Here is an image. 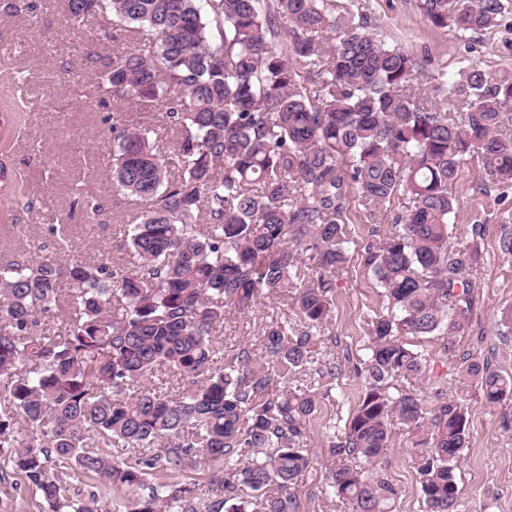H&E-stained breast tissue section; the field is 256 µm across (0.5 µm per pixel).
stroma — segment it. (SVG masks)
I'll return each instance as SVG.
<instances>
[{"label":"stroma","mask_w":512,"mask_h":512,"mask_svg":"<svg viewBox=\"0 0 512 512\" xmlns=\"http://www.w3.org/2000/svg\"><path fill=\"white\" fill-rule=\"evenodd\" d=\"M376 19L386 41L413 51L422 64L423 87L440 72L457 70L461 60L476 58L490 72L512 70V28L508 25L463 37L432 27L417 0H355ZM113 44L87 27L66 26L57 0H0V101L18 104L9 114L11 132L0 138V264L22 261L33 251L53 252L45 231L51 214L69 224L75 257L115 255L119 226L136 201L118 208L112 173V100L100 90ZM481 163L470 162L456 187L458 207L448 227L449 240L464 248L478 244L482 265L471 274L474 304L469 325L452 351L432 336H407L427 360V375L415 390L426 408L463 398L469 412V446L456 470L458 512H512V397L488 403L474 377H463L468 364L512 374V332L501 326L512 309V255L499 240L512 230V191L483 190ZM96 198L97 214L86 213L81 196ZM483 225L472 237V225ZM335 312L319 338V355L290 379L293 390L309 391L318 411L306 430L304 445L313 466L301 476L295 493L298 512H348L327 492L329 434L343 430L362 391L356 369L366 358L367 323L383 306L382 290L359 259H351L336 279ZM281 300L265 299L245 313H231L219 339L225 353L257 344L266 321L283 316ZM334 361V375L323 372ZM392 445L374 476L391 487L384 512H427L415 450L406 427L394 425ZM67 482L78 497L97 496L116 504L144 496L145 488L113 489L96 478L73 474ZM0 512H50L48 504L7 474L0 486Z\"/></svg>","instance_id":"stroma-1"}]
</instances>
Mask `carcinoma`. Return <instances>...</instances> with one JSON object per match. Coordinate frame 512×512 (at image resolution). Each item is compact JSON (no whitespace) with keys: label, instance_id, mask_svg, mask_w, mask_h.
<instances>
[{"label":"carcinoma","instance_id":"cac0c4a2","mask_svg":"<svg viewBox=\"0 0 512 512\" xmlns=\"http://www.w3.org/2000/svg\"><path fill=\"white\" fill-rule=\"evenodd\" d=\"M418 7L463 35L501 26L512 0ZM63 12L116 46L112 178L146 209L119 225L116 258L69 257L57 217L54 256L0 265V462L51 512H109L94 495L69 496L70 470L120 490L208 458L224 470L207 497L156 478L125 512H297L317 402L272 386L311 363L332 318L355 191L367 220L397 213L361 253L386 305L369 323L363 392L329 443L330 493L352 512H381L389 487L370 473L397 420L419 449L430 512H456L467 410L443 402L429 418L398 386L427 369L403 336H438L448 352L468 323L467 273L481 255L451 245L448 224L468 161L512 189V72L466 58L418 92L417 56L379 38L354 0H63ZM129 106L140 119L126 118ZM270 296L297 321L272 319L258 353L225 355L224 313ZM163 372L172 385L151 382ZM467 372L489 402L512 396L511 376Z\"/></svg>","mask_w":512,"mask_h":512}]
</instances>
